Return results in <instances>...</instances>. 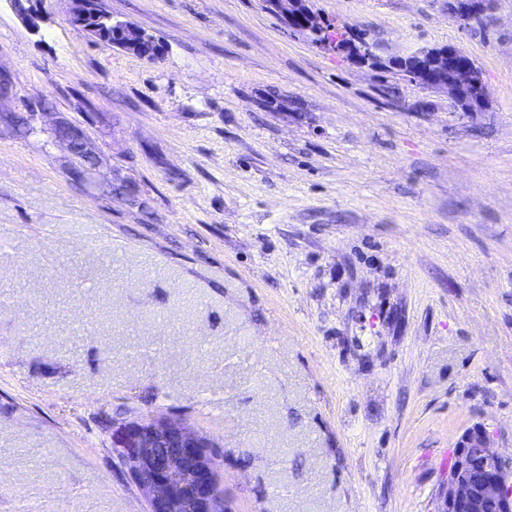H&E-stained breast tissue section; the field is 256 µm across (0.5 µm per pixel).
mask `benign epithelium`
Masks as SVG:
<instances>
[{"label": "benign epithelium", "mask_w": 512, "mask_h": 512, "mask_svg": "<svg viewBox=\"0 0 512 512\" xmlns=\"http://www.w3.org/2000/svg\"><path fill=\"white\" fill-rule=\"evenodd\" d=\"M21 21L39 27L41 16L24 6L26 0H13ZM70 22L79 32H100L107 21L112 29L135 33L138 48L148 50L155 40L127 22L93 6V0H79ZM265 7L285 22H300L294 33L321 29L316 42L359 66L385 67L400 72L412 83L448 96L454 113L485 111L489 93L475 62L458 45L422 48L410 55L383 60L368 41L349 37L327 26L310 7L309 0H264ZM491 0H448V15L468 23L490 20ZM57 125L55 136L74 160H79L77 143L84 139L80 130L67 133ZM123 456L147 503L148 512H220L222 502L216 493L214 456L211 443L202 434L181 422L151 415L122 424ZM497 512H512V471L501 452L491 447L489 434L482 428L465 432L456 444L448 481L437 496L435 512H484L485 506Z\"/></svg>", "instance_id": "obj_1"}]
</instances>
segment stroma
<instances>
[{
	"label": "stroma",
	"mask_w": 512,
	"mask_h": 512,
	"mask_svg": "<svg viewBox=\"0 0 512 512\" xmlns=\"http://www.w3.org/2000/svg\"><path fill=\"white\" fill-rule=\"evenodd\" d=\"M98 2L163 52L0 0V512H146L133 413L213 442L225 512H433L468 429L512 456V0H310L385 58L463 47L477 115L262 0ZM491 0H448V15L462 19L468 23L490 20Z\"/></svg>",
	"instance_id": "1"
}]
</instances>
